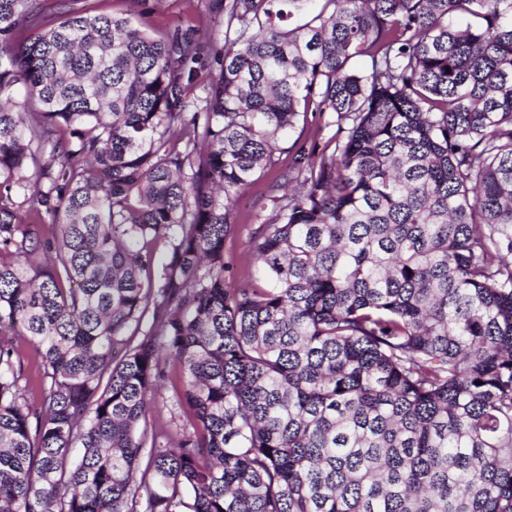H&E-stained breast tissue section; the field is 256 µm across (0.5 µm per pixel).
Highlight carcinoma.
<instances>
[{
  "label": "carcinoma",
  "instance_id": "cac0c4a2",
  "mask_svg": "<svg viewBox=\"0 0 512 512\" xmlns=\"http://www.w3.org/2000/svg\"><path fill=\"white\" fill-rule=\"evenodd\" d=\"M212 12L221 46L0 0V512H512V0ZM327 121V114H324L323 118H319L318 114L312 115L309 113L307 115V124L305 133L302 136L301 142L307 141V146L311 145L314 141L319 143L320 147H323V145L328 141L329 137L332 136V134L335 132L336 127L330 126L325 127V123ZM321 127V132H318V128ZM302 128L279 141V164L272 169H264L259 178L245 192L236 207L234 232L224 241V260L230 264L232 273L240 281L250 277L258 279L257 264L248 253L247 241L252 230L261 224L272 208V199L288 190L283 175L288 172L294 160V150L289 149ZM16 358V366L18 367L20 363L23 370L22 384H24L25 379H27L30 382V387L36 385L39 377V357L35 350L29 345L21 344L17 349ZM176 391H181V386L178 383L171 384L169 381L159 389L150 417L156 425L175 430L176 426L188 424L177 403Z\"/></svg>",
  "mask_w": 512,
  "mask_h": 512
}]
</instances>
